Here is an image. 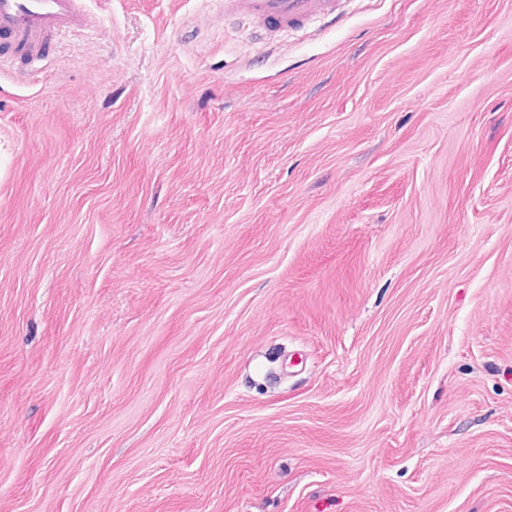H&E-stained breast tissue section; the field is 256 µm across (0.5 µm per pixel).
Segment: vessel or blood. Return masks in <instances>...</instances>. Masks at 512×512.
Returning a JSON list of instances; mask_svg holds the SVG:
<instances>
[{"label":"vessel or blood","mask_w":512,"mask_h":512,"mask_svg":"<svg viewBox=\"0 0 512 512\" xmlns=\"http://www.w3.org/2000/svg\"><path fill=\"white\" fill-rule=\"evenodd\" d=\"M84 0H0V35L21 46L28 64L59 36L86 23ZM336 0H224L228 19H253L274 35L335 14Z\"/></svg>","instance_id":"1"}]
</instances>
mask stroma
I'll return each instance as SVG.
<instances>
[{"label":"stroma","instance_id":"1","mask_svg":"<svg viewBox=\"0 0 512 512\" xmlns=\"http://www.w3.org/2000/svg\"><path fill=\"white\" fill-rule=\"evenodd\" d=\"M0 69V512H512V0H86ZM224 19H253L267 37L336 13V0H224Z\"/></svg>","mask_w":512,"mask_h":512}]
</instances>
